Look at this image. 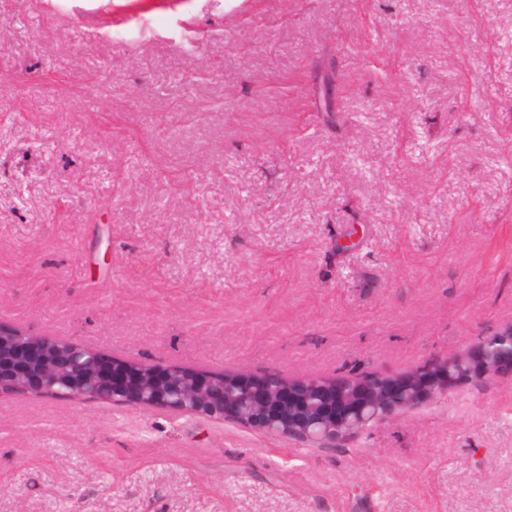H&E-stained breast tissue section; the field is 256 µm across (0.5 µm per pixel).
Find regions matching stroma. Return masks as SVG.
Returning a JSON list of instances; mask_svg holds the SVG:
<instances>
[{
    "label": "stroma",
    "mask_w": 512,
    "mask_h": 512,
    "mask_svg": "<svg viewBox=\"0 0 512 512\" xmlns=\"http://www.w3.org/2000/svg\"><path fill=\"white\" fill-rule=\"evenodd\" d=\"M492 28L512 0H0V325L326 379L512 327ZM0 512H512V371L330 448L0 397Z\"/></svg>",
    "instance_id": "1"
}]
</instances>
